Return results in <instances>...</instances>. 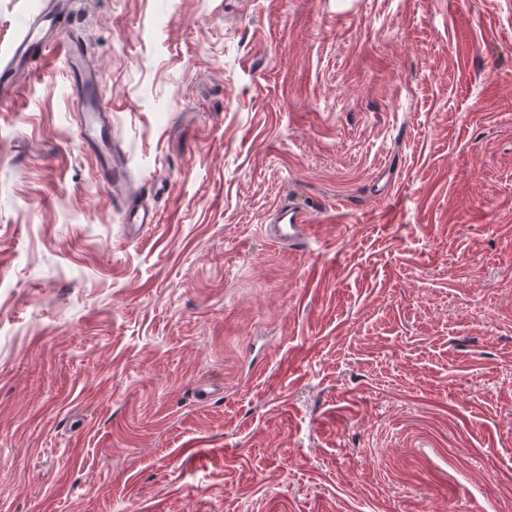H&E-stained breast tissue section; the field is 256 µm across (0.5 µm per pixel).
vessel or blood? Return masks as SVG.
Here are the masks:
<instances>
[{
  "label": "vessel or blood",
  "mask_w": 512,
  "mask_h": 512,
  "mask_svg": "<svg viewBox=\"0 0 512 512\" xmlns=\"http://www.w3.org/2000/svg\"><path fill=\"white\" fill-rule=\"evenodd\" d=\"M73 8L74 0H46L41 14L13 41L7 60L0 62V99L12 96L21 80L50 50L63 46L70 64L72 94L81 116L78 136L97 158L96 180L119 195L129 189L127 169L112 154L111 113L103 99L100 74L86 61L78 37L70 33L75 19ZM64 30L69 36L63 40L59 34ZM310 220L305 210L291 203L277 208L268 234L273 241L292 245L308 237ZM153 221L152 209L135 200L123 213V222L131 235Z\"/></svg>",
  "instance_id": "obj_1"
}]
</instances>
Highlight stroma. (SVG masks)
I'll use <instances>...</instances> for the list:
<instances>
[{
	"label": "stroma",
	"instance_id": "stroma-1",
	"mask_svg": "<svg viewBox=\"0 0 512 512\" xmlns=\"http://www.w3.org/2000/svg\"><path fill=\"white\" fill-rule=\"evenodd\" d=\"M42 5L0 0V60ZM75 33L160 221L125 238L52 51L0 101V512H512V0ZM310 220L305 210L289 203L276 209V224H270L267 231L273 241L292 245L308 237L313 227V224H309Z\"/></svg>",
	"mask_w": 512,
	"mask_h": 512
}]
</instances>
